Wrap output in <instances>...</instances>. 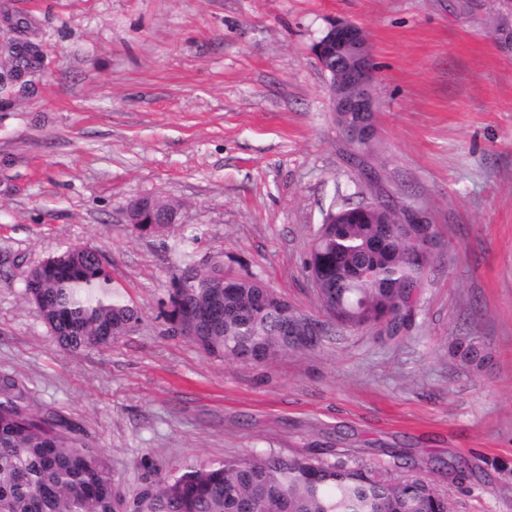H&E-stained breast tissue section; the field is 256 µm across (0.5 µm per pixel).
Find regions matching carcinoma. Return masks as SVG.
I'll return each mask as SVG.
<instances>
[{
  "mask_svg": "<svg viewBox=\"0 0 512 512\" xmlns=\"http://www.w3.org/2000/svg\"><path fill=\"white\" fill-rule=\"evenodd\" d=\"M494 5L499 28H511L512 0ZM152 204L141 229L178 207L163 198ZM328 219L306 262L320 307L352 327L404 325L412 311L405 294L420 287L433 262L417 250L416 225L401 223L383 200L367 209H332ZM23 290L60 347L73 354L111 345L139 319L89 248L47 258L29 272ZM164 316L204 353L254 364L321 341L288 335L285 325L306 317L241 260L222 253L200 262L183 252ZM451 354L477 371L491 358L476 336L457 338ZM81 432L54 412L34 411L23 382L0 374V512H449L448 499L423 474H396L405 468L398 461L367 467L274 452L174 473L146 464L142 485L129 494L101 450L81 442Z\"/></svg>",
  "mask_w": 512,
  "mask_h": 512,
  "instance_id": "obj_1",
  "label": "carcinoma"
}]
</instances>
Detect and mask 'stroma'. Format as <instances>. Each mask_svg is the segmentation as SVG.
I'll use <instances>...</instances> for the list:
<instances>
[{"label":"stroma","mask_w":512,"mask_h":512,"mask_svg":"<svg viewBox=\"0 0 512 512\" xmlns=\"http://www.w3.org/2000/svg\"><path fill=\"white\" fill-rule=\"evenodd\" d=\"M40 69L0 108V373L77 421L125 490L265 452L402 457L451 512H512V51L457 0H0ZM361 27L377 139L352 158L311 48ZM378 195L427 210L438 257L397 336L328 321L304 261L323 216ZM180 222L133 231L128 204ZM98 250L140 318L62 350L22 295L28 270ZM242 260L324 327L254 365L203 353L161 314L179 250ZM479 337L480 371L450 354ZM468 463L466 478L452 465ZM143 198H145V197L137 199L138 205L141 208H144L146 206L148 208H150L151 203H152L153 209H151L150 211H146L143 214L138 211V213H137L138 215L136 217L134 215H130L131 223L134 222L135 218L138 221L140 218V215L145 217L140 223H149L151 220L159 222V221H161V218L164 214H166L168 212H172L178 207L177 202H174V201H171L168 199L156 198V199H153L151 202V200H149V199L147 201H144Z\"/></svg>","instance_id":"35a3bbf8"}]
</instances>
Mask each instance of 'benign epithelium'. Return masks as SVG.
<instances>
[{"label":"benign epithelium","mask_w":512,"mask_h":512,"mask_svg":"<svg viewBox=\"0 0 512 512\" xmlns=\"http://www.w3.org/2000/svg\"><path fill=\"white\" fill-rule=\"evenodd\" d=\"M312 52L330 76L338 126L353 141L374 140L376 101L371 92L374 66L363 31L352 23H335L314 43ZM393 206L404 224L433 223L425 211L397 201Z\"/></svg>","instance_id":"obj_1"}]
</instances>
